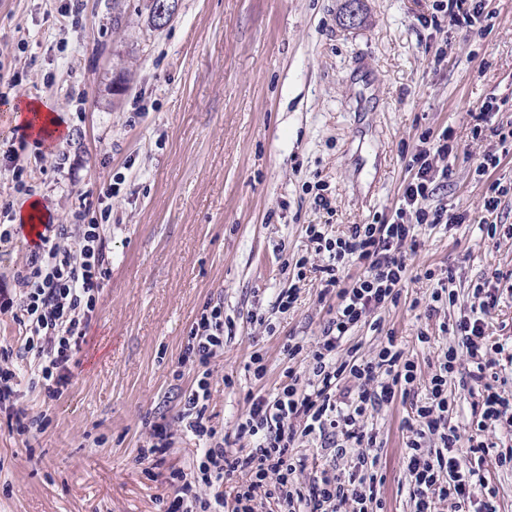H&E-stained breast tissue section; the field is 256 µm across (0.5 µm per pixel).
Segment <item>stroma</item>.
I'll return each mask as SVG.
<instances>
[{
  "label": "stroma",
  "mask_w": 512,
  "mask_h": 512,
  "mask_svg": "<svg viewBox=\"0 0 512 512\" xmlns=\"http://www.w3.org/2000/svg\"><path fill=\"white\" fill-rule=\"evenodd\" d=\"M0 0V93L45 99L63 121L47 148L21 143L14 116L0 111V198L22 208L10 165L36 178L55 223L113 184L106 228L111 274L86 334L71 385L56 401L20 385L41 432L21 440L0 428V512H161L170 490L139 460L147 419L175 415L195 374L175 378L191 326L206 303L224 306L233 325L212 367L208 412L233 433L248 391L274 393L287 368L288 340L314 347L336 308L321 297L305 227L330 235L393 215L409 177L405 154L427 131L451 127L458 141L447 183L431 206L467 221L423 228L398 305L376 313L379 330L355 328L359 358L387 336L409 352L428 384L448 348L456 378L472 365L444 321L469 312L472 289L507 273L499 304L486 316L492 340L512 344V237L487 236L484 198L493 179L512 180V151L493 127L512 125V0H488L474 27L423 26L434 0H179L162 28L146 0ZM123 77L121 95L112 81ZM495 101L489 132L476 137L474 114ZM501 156L493 176L474 161ZM67 153L56 170L58 153ZM329 207L319 206L316 195ZM314 271L298 276L300 257ZM436 278L453 275L456 298L428 315ZM298 291L288 311L277 294ZM421 306H414V299ZM431 341L419 343L420 332ZM266 372L255 378L251 355ZM409 406L383 405L373 424L387 512H410L402 459Z\"/></svg>",
  "instance_id": "1"
}]
</instances>
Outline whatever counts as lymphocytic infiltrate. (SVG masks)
Masks as SVG:
<instances>
[{
    "mask_svg": "<svg viewBox=\"0 0 512 512\" xmlns=\"http://www.w3.org/2000/svg\"><path fill=\"white\" fill-rule=\"evenodd\" d=\"M452 135L442 130L424 135L411 153L405 184L393 221L355 224L348 233L330 236L327 225L310 224L306 234L315 252L328 256L321 266L322 294H335L336 312L325 323L313 349L291 342L288 358L307 354L308 380L288 370L276 393L247 392V411L235 427L245 448L228 447L208 413L211 365L224 353V309L205 305L193 323L178 361L197 373L195 388L185 393L174 418L160 415L146 421L147 439L141 454L159 466L173 448L177 428L192 432L205 446L193 468L170 469L167 482L173 493L164 512H385L378 434L369 430L371 411L397 398L411 399L406 420L408 437L403 456L404 481L412 512H437L452 501L456 512H497L496 493L483 474L487 459L512 468V444L478 436L461 438L448 422L456 401L448 382L456 371L457 353L447 350L425 387L424 399L412 400L417 367L395 338H388L368 360L337 361L336 352L351 331L376 310L398 303L408 271L407 251L416 248L423 225L460 224L463 214L429 209L427 200L449 172L435 160L453 152ZM111 186H102L99 208L83 206L69 224H45L40 241L12 276L14 285L0 289V315H11L23 329L17 346L0 348V419L9 431L28 436L41 431L43 418L30 412L18 390L21 373L28 385L53 401L72 383L75 357L86 341L104 282L110 275L104 224L112 212ZM355 266L359 275H345ZM478 305L451 325L472 364L470 383L480 389L473 405L478 428L506 423L512 429V400L501 396L487 379L497 355L512 365V350L491 342L484 318L499 301L497 289L477 283ZM349 379L354 389L341 388ZM317 442L322 455L357 454L350 466L321 468L307 481L298 475L306 468L296 443Z\"/></svg>",
    "mask_w": 512,
    "mask_h": 512,
    "instance_id": "1",
    "label": "lymphocytic infiltrate"
}]
</instances>
